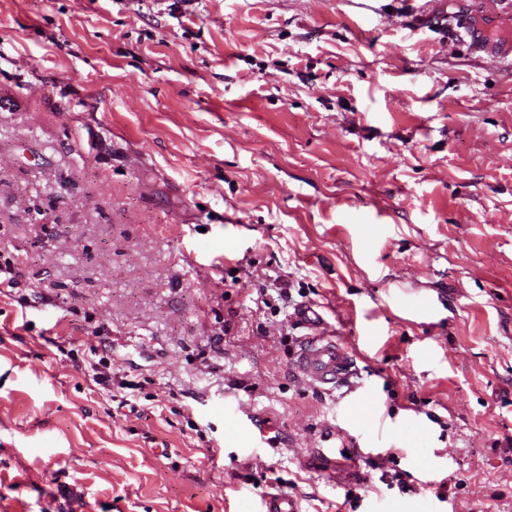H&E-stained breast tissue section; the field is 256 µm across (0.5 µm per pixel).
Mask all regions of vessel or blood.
I'll return each mask as SVG.
<instances>
[{
	"mask_svg": "<svg viewBox=\"0 0 512 512\" xmlns=\"http://www.w3.org/2000/svg\"><path fill=\"white\" fill-rule=\"evenodd\" d=\"M461 25L471 50L478 55L512 64V10L496 13H472L463 16ZM298 368L311 382L336 389L349 384L354 369L352 359L336 342L312 338L301 348ZM227 444L233 448H255L260 444L257 424L229 406L224 410ZM263 512H301L290 495L277 492L265 494Z\"/></svg>",
	"mask_w": 512,
	"mask_h": 512,
	"instance_id": "1",
	"label": "vessel or blood"
}]
</instances>
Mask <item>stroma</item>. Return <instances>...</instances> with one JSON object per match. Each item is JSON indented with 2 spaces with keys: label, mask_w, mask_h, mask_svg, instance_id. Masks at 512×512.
<instances>
[{
  "label": "stroma",
  "mask_w": 512,
  "mask_h": 512,
  "mask_svg": "<svg viewBox=\"0 0 512 512\" xmlns=\"http://www.w3.org/2000/svg\"><path fill=\"white\" fill-rule=\"evenodd\" d=\"M430 7L0 0V512H512V67ZM3 260V262H2ZM21 274L15 266V261L11 257H5L3 250H0V296H6L9 299L17 298L21 307H28L26 295H15L19 293L21 286ZM298 368L314 384L336 389L350 383L354 374L351 356L336 342L314 337L298 355ZM246 418L241 415L240 410L228 405L224 410V425L226 426V440L228 446L232 448H259L264 436L261 426L256 424L250 415ZM259 430L260 438H258ZM264 510L262 512H302L297 501L290 495L282 492L266 493L263 497Z\"/></svg>",
  "instance_id": "35a3bbf8"
}]
</instances>
